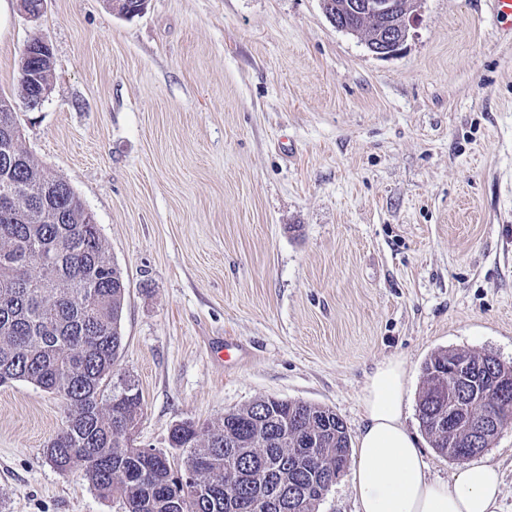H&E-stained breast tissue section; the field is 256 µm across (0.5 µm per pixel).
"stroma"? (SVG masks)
Returning <instances> with one entry per match:
<instances>
[{"mask_svg": "<svg viewBox=\"0 0 512 512\" xmlns=\"http://www.w3.org/2000/svg\"><path fill=\"white\" fill-rule=\"evenodd\" d=\"M52 90L17 104L23 146L94 214L124 277L137 446L273 396L331 408L350 437L380 363L404 361L405 422L431 477L458 462L420 427L427 359L512 365V27L492 0H419L387 57L322 0H20L0 11V93L27 43ZM237 346L225 361V343ZM65 402L0 386V512H122L44 449ZM512 512V423L477 456Z\"/></svg>", "mask_w": 512, "mask_h": 512, "instance_id": "stroma-1", "label": "stroma"}]
</instances>
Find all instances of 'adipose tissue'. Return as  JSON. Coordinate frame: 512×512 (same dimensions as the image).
I'll use <instances>...</instances> for the list:
<instances>
[{"label":"adipose tissue","instance_id":"obj_1","mask_svg":"<svg viewBox=\"0 0 512 512\" xmlns=\"http://www.w3.org/2000/svg\"><path fill=\"white\" fill-rule=\"evenodd\" d=\"M404 375L393 359L363 388L366 423L351 472L358 512H497L502 482L494 466L465 465L449 483L430 477L404 423Z\"/></svg>","mask_w":512,"mask_h":512}]
</instances>
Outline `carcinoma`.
<instances>
[{"mask_svg": "<svg viewBox=\"0 0 512 512\" xmlns=\"http://www.w3.org/2000/svg\"><path fill=\"white\" fill-rule=\"evenodd\" d=\"M145 0H112L124 16ZM331 0L353 33L375 37L382 20L364 19ZM50 69L23 54L19 83L34 94ZM15 101L0 94V386L28 382L62 398L63 428L45 451L65 472L79 467L103 498H118L124 512H316L336 472L350 464V435L342 419L320 405L261 398L229 411L216 423L183 421L170 447L184 465L134 445L142 410L134 380L112 378L123 346L125 286L106 255L93 214L63 178L40 167L22 146ZM466 360L477 377L512 375L489 354L440 351L424 366L418 398L420 425L432 447L461 461L470 448H487L496 433L465 444L462 429L447 427L448 405L434 399L442 387L466 406L474 423L494 410L473 404L465 385L444 373Z\"/></svg>", "mask_w": 512, "mask_h": 512, "instance_id": "1", "label": "carcinoma"}]
</instances>
